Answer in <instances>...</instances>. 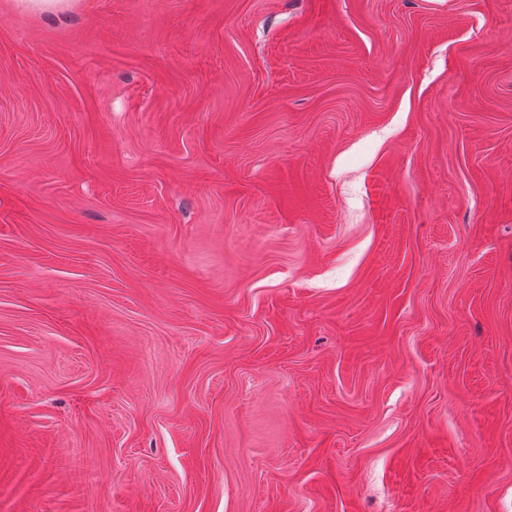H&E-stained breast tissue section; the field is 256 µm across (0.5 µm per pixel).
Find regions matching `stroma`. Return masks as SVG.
<instances>
[{
    "mask_svg": "<svg viewBox=\"0 0 512 512\" xmlns=\"http://www.w3.org/2000/svg\"><path fill=\"white\" fill-rule=\"evenodd\" d=\"M0 512H512V0H0Z\"/></svg>",
    "mask_w": 512,
    "mask_h": 512,
    "instance_id": "35a3bbf8",
    "label": "stroma"
}]
</instances>
